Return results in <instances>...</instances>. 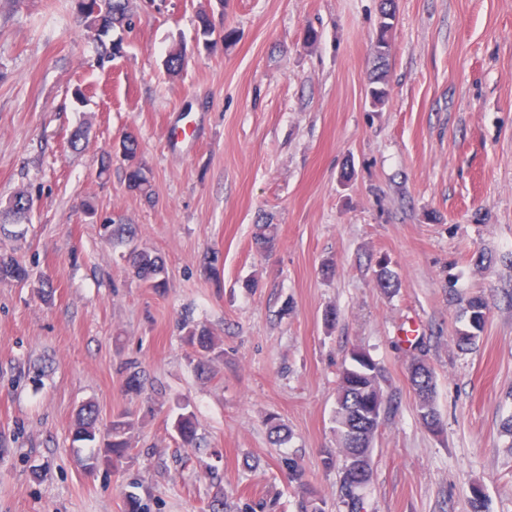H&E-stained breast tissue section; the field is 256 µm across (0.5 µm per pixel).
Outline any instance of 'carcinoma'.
I'll use <instances>...</instances> for the list:
<instances>
[{"instance_id": "cac0c4a2", "label": "carcinoma", "mask_w": 512, "mask_h": 512, "mask_svg": "<svg viewBox=\"0 0 512 512\" xmlns=\"http://www.w3.org/2000/svg\"><path fill=\"white\" fill-rule=\"evenodd\" d=\"M395 0H381L380 14L382 19L376 31V52L379 54L380 72L372 78L370 98L373 106L384 102L388 96L386 81L387 61L390 51L389 32L392 28L394 15L388 10L394 8ZM136 5L134 0H98L97 12H88L81 23L86 31L99 29L94 37L98 50V64L104 65L112 61L123 51L122 41H113L116 31L131 30L136 25ZM124 160L127 161L125 180L129 189L149 197L152 192L151 171L144 165L135 162L139 152L136 138L127 134L121 140ZM14 198L19 207H5V216L16 223L28 217V209L23 203L30 201L28 193L18 191ZM104 236L121 235L133 242L137 233L130 224H122L111 218L104 225ZM256 248L261 251L273 249L277 241V225L265 223L257 225L254 235ZM125 260L132 276L146 287L159 292L166 286L167 268L164 260L157 253L140 248L136 245L129 248ZM29 278V271L20 261L12 256H0V279L23 282ZM463 314L467 317L469 329L457 337L459 347H467L476 342L483 329L486 317V305L479 297H471L466 301ZM184 341L193 348L194 367L204 374L213 369L215 364L224 360V348L220 340L204 326L184 323ZM124 391L138 396L143 390V376L138 363L128 361L124 365ZM409 379L416 395V408L426 428L440 426V418L434 406L435 384L430 368L421 361L413 362L409 367ZM389 400L380 385V370L377 363L364 350L356 348L350 353V363L342 368L341 377L336 389V408L334 423L336 424V450L327 453L324 465L333 466L336 458L343 461L341 491L349 508V512H364L363 498L359 490L369 479V469L373 451V440L381 423L382 412L388 409ZM98 410L91 404L83 405L77 413L72 442L80 448H90L89 457H104L105 463L117 466L131 458L133 445L131 433L138 425L135 413L124 410L112 418L108 429L107 441L100 443L97 428ZM171 426L181 444L195 448L198 445L197 421L188 405L178 406V412L172 417ZM288 470V478L297 487L306 489L305 470L300 461L294 457L283 460ZM208 512H255L250 503L237 504L229 509L224 498L215 496L207 505Z\"/></svg>"}]
</instances>
